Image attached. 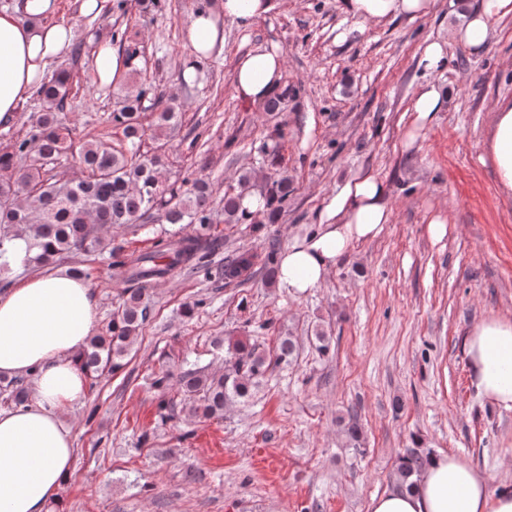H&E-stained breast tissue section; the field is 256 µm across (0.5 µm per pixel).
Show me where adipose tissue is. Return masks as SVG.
Wrapping results in <instances>:
<instances>
[{
	"instance_id": "obj_1",
	"label": "adipose tissue",
	"mask_w": 512,
	"mask_h": 512,
	"mask_svg": "<svg viewBox=\"0 0 512 512\" xmlns=\"http://www.w3.org/2000/svg\"><path fill=\"white\" fill-rule=\"evenodd\" d=\"M435 0H342L344 13L364 27L403 15L429 16ZM277 0H221L218 9L198 10L186 25L184 76L224 45L221 19L249 25L275 9ZM60 0H15L0 10V122H11L36 92L49 64L72 44L73 28L56 16ZM512 14V0H479L456 29L457 40L481 50L492 20ZM282 53L258 49L236 66L234 91L261 103L280 86ZM435 84L414 95L406 144H413L445 105ZM481 165L491 166L503 193H512V101L492 110ZM393 209L379 175L362 168L344 179L324 202L316 231L288 246L280 257L279 285L301 296L318 287L355 244L377 237L392 223ZM96 320L91 288L59 269L34 275L0 291V375L33 376L29 406L0 411V512H45L73 464V441L62 421L64 408L81 400L78 354ZM477 387L488 400L512 408V317L490 315L467 345ZM487 478L455 455L433 458L413 490L393 489L373 497L370 512H512V492L490 495Z\"/></svg>"
}]
</instances>
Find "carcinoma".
<instances>
[{"instance_id":"carcinoma-1","label":"carcinoma","mask_w":512,"mask_h":512,"mask_svg":"<svg viewBox=\"0 0 512 512\" xmlns=\"http://www.w3.org/2000/svg\"><path fill=\"white\" fill-rule=\"evenodd\" d=\"M159 2L116 0V9L125 15L134 9L142 14L158 7ZM112 41L122 47L129 64L123 80L137 79L138 43L126 31L112 33ZM70 89L71 76L66 70H56L45 78L37 91L42 112L25 136L0 152V282L8 281L19 267L45 266L77 250L109 249L112 267L120 270L127 287L112 312L106 334L89 337L80 353L83 374L93 379L104 371L116 374L127 365L129 352L149 316L148 284L178 267L207 277L216 275L228 284L252 265L254 255L237 253L227 257L223 265L211 267V184L197 173L162 185L159 175L165 154L159 141L180 124L181 111L175 99L158 95L151 85L142 83L121 95L112 111V125L121 129L123 145L89 140L77 146L59 117ZM148 113L154 120L146 126L143 118ZM68 155L85 169L84 177L63 180L52 174L54 164ZM250 181L251 174L245 173L239 187L224 192V223L246 222L240 204ZM290 192L286 174L267 187L262 216L268 223L278 219ZM156 212L162 213L168 224L199 225V234L177 240L159 236L151 250L138 255L118 253L111 240L101 234L103 227L144 224ZM18 238L28 243L27 257L20 266L10 259L7 248ZM262 262L267 282H274L279 274L275 244L267 248ZM296 355L293 337H281L275 364H288ZM269 367L266 357L247 340L229 338L224 341L223 373L188 369L175 378L162 369L154 374L153 386L161 394L159 407L167 417H172L173 404L166 395L176 384L193 415L214 419L222 417L227 407L245 401ZM0 391L16 407L25 406L29 400L28 388L16 379L0 377ZM343 432L350 447H362L363 432L355 418L348 419ZM422 466V457L406 450L399 457L401 485L412 488Z\"/></svg>"}]
</instances>
